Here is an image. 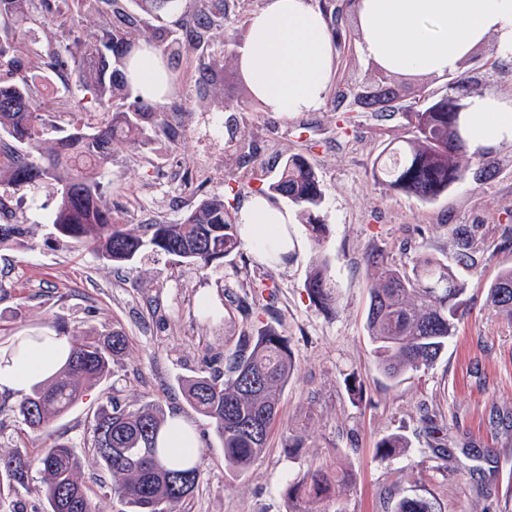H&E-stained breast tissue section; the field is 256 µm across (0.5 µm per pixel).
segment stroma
I'll use <instances>...</instances> for the list:
<instances>
[{
    "instance_id": "obj_1",
    "label": "stroma",
    "mask_w": 512,
    "mask_h": 512,
    "mask_svg": "<svg viewBox=\"0 0 512 512\" xmlns=\"http://www.w3.org/2000/svg\"><path fill=\"white\" fill-rule=\"evenodd\" d=\"M336 5L341 49L335 81L376 86V67L358 50L354 15L345 0ZM209 53L224 61L209 90L199 88L190 64L173 70L179 94L190 101L185 146L172 148L159 137L137 155L116 151L101 179L106 201L131 224L176 221L212 194L242 207L225 177L245 135L268 162L267 178L275 177L281 157L310 159L323 182L328 238L315 245L295 220L288 226L290 257L276 264L245 244L205 270L153 253L115 266L55 237L52 185L8 197L7 221L31 224L34 233L25 247L0 250V349L45 333L59 316L67 320L65 335L117 325L129 340L111 377L55 421L51 437H34V448L52 438L72 445L98 512H123L109 490L111 475L89 446L90 419L111 397L131 408L161 400L192 425L206 457L203 483L177 512H291L286 488L315 459L346 469L351 481L330 500L303 498L306 512H387L386 497L419 493L417 473L424 466L431 469L425 487L442 512H512V321L487 301L488 283L512 266V146L492 151V176L471 157L461 182L423 204L373 178L377 155L406 135L401 116L381 121L353 100L330 99L319 111L276 117L253 104L240 84L236 47L216 34ZM31 88L48 105L44 139L79 120L59 76L38 69ZM188 167L194 176L187 186L182 175ZM464 244L475 266L458 262ZM320 251L331 259L340 295L333 312L316 307L305 288ZM422 251L447 260L465 281L470 309L432 366L393 384L371 364L366 259L380 252L408 268ZM268 325L287 339L296 372L282 392L281 420L268 447L240 475L225 466L212 425L183 402L177 379L207 369L225 342ZM389 433L409 446L382 463L376 446ZM437 448L444 449L443 460L435 459Z\"/></svg>"
}]
</instances>
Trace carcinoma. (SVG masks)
I'll return each instance as SVG.
<instances>
[{
  "label": "carcinoma",
  "instance_id": "obj_1",
  "mask_svg": "<svg viewBox=\"0 0 512 512\" xmlns=\"http://www.w3.org/2000/svg\"><path fill=\"white\" fill-rule=\"evenodd\" d=\"M94 0H77L69 13L70 26L81 28L96 11ZM181 0H138L147 15L179 6ZM101 35L94 42L79 38L41 56L40 65L64 77V90L90 97L99 111L88 113L82 128L48 142L42 138L46 102L29 85L36 68L24 45L23 25L39 24L53 34L59 7L51 0H0V130L12 143L0 146V206L3 197L41 182L57 186L58 204L50 223L58 239L92 250L96 257L118 266L132 264L146 251L173 256L188 266L207 269L237 251L242 244L241 224L224 196H206L173 223L128 224L114 216L103 200L100 178L118 148L136 154L154 136L182 146L190 107L175 97L155 105L134 91L125 69L127 58L145 41L159 48L167 67L182 58L195 64L199 80L217 60L201 48L218 31L226 34L229 0H191L177 22L178 28H148L129 14L122 0H107ZM450 91L428 93L424 104L409 112L389 89L377 117L401 114L407 136L403 145L389 149L373 164L376 182L405 193L422 204L432 203L460 182L469 150L463 136L461 113L453 111L450 96L463 95L476 82L468 71L448 76ZM238 164L251 167L255 180L265 176L266 163L253 150L240 152ZM267 192L294 206L316 244L326 238L320 219L324 192L311 162L300 154L279 161L278 174ZM31 234L25 224H0V247H21ZM369 305L366 317L376 373L392 383L411 370L433 364L448 347L469 305L466 284L447 262L423 252L406 270L381 253L366 261ZM305 288L311 301L324 311L339 301L330 262L317 255ZM489 301L512 318V267L500 270L488 284ZM128 349L126 334L94 327L76 332L63 366L46 381L15 401L11 411L32 432L44 433L52 423L83 399L85 392L112 376V364ZM287 340L272 326L255 336L239 337L224 353V371L200 373L181 382L187 405L206 418L224 448L228 468L245 472L261 457L279 416V401L294 375ZM165 405L149 401L126 409L106 404L94 414L91 448L102 468L112 475V494L125 512H176L205 475L204 457L184 453L168 457L158 437L167 422ZM408 447L398 434L377 443L380 462L389 461ZM45 497V512H96L91 491L81 476V463L71 446L53 441L38 459ZM27 453L16 449L0 456V497L25 485ZM350 481L344 470H331L324 461L312 462L302 478L288 488L315 499L331 497L336 486ZM436 498L402 496L390 512H440Z\"/></svg>",
  "mask_w": 512,
  "mask_h": 512
}]
</instances>
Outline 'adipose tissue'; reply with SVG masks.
Here are the masks:
<instances>
[{"label": "adipose tissue", "mask_w": 512, "mask_h": 512, "mask_svg": "<svg viewBox=\"0 0 512 512\" xmlns=\"http://www.w3.org/2000/svg\"><path fill=\"white\" fill-rule=\"evenodd\" d=\"M353 14L361 55L390 73H456L490 39L500 55L512 57V0H357ZM335 60V41L311 0H265L251 14L247 37L237 51L255 95L267 112L281 117L324 106ZM126 72L144 98L164 102L168 70L158 49L141 47ZM463 104L471 153L482 155L512 145V97L489 86L466 97ZM239 218L248 243L288 240V211L264 196L253 195ZM69 349V338L51 331L11 359L0 360V393H26L58 370Z\"/></svg>", "instance_id": "adipose-tissue-1"}]
</instances>
